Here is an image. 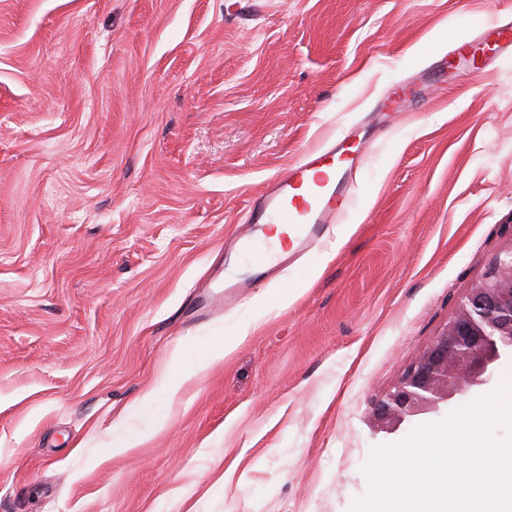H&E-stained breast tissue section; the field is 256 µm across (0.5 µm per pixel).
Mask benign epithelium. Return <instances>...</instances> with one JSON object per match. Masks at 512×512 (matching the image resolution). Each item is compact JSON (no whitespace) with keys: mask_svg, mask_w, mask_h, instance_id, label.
<instances>
[{"mask_svg":"<svg viewBox=\"0 0 512 512\" xmlns=\"http://www.w3.org/2000/svg\"><path fill=\"white\" fill-rule=\"evenodd\" d=\"M512 355V250L497 257L470 288L445 328L378 400L374 425L393 433L407 420L434 413L486 384Z\"/></svg>","mask_w":512,"mask_h":512,"instance_id":"7a95c632","label":"benign epithelium"}]
</instances>
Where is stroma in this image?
Here are the masks:
<instances>
[{
    "label": "stroma",
    "instance_id": "35a3bbf8",
    "mask_svg": "<svg viewBox=\"0 0 512 512\" xmlns=\"http://www.w3.org/2000/svg\"><path fill=\"white\" fill-rule=\"evenodd\" d=\"M494 19L512 0H0V512H350L372 448L443 420L369 415L512 248ZM364 127L329 239L264 278L250 201ZM430 88V84H406L398 86L389 95L381 100V109L387 112H400L401 106L410 98L423 96ZM233 345V343L225 345V347L209 350L204 354L196 356L194 359L186 363L185 369L179 378L175 379L173 377H169L168 379L164 380L161 387L166 392L177 391L181 382H183L185 379L197 374L199 371L205 369L212 363L223 359L224 356H226L231 351Z\"/></svg>",
    "mask_w": 512,
    "mask_h": 512
}]
</instances>
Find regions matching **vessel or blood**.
Returning <instances> with one entry per match:
<instances>
[{"label": "vessel or blood", "instance_id": "obj_1", "mask_svg": "<svg viewBox=\"0 0 512 512\" xmlns=\"http://www.w3.org/2000/svg\"><path fill=\"white\" fill-rule=\"evenodd\" d=\"M486 34L496 53L512 51L511 24L491 22ZM428 89L425 83L398 86L381 107L400 111L405 101L423 96ZM368 149V141L362 139L351 152L334 143L305 154L296 167L271 177L265 190L253 199L250 224L283 225L296 253L321 245L352 197L353 175Z\"/></svg>", "mask_w": 512, "mask_h": 512}]
</instances>
